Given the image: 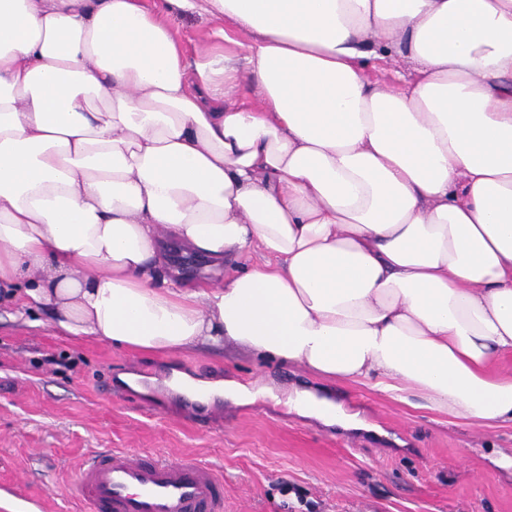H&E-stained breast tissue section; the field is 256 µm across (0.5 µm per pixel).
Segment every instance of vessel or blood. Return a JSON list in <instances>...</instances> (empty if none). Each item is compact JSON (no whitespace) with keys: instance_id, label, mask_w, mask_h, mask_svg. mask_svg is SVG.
<instances>
[{"instance_id":"b4317fda","label":"vessel or blood","mask_w":512,"mask_h":512,"mask_svg":"<svg viewBox=\"0 0 512 512\" xmlns=\"http://www.w3.org/2000/svg\"><path fill=\"white\" fill-rule=\"evenodd\" d=\"M75 492L83 512H224L223 476L195 457L99 453L81 466Z\"/></svg>"}]
</instances>
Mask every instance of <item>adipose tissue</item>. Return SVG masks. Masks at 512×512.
Here are the masks:
<instances>
[{
    "instance_id": "ef3b65f1",
    "label": "adipose tissue",
    "mask_w": 512,
    "mask_h": 512,
    "mask_svg": "<svg viewBox=\"0 0 512 512\" xmlns=\"http://www.w3.org/2000/svg\"><path fill=\"white\" fill-rule=\"evenodd\" d=\"M193 15L217 26L191 55L167 20ZM396 56L411 71L366 79ZM173 250L264 261L158 287ZM2 302L512 422V0H0ZM289 405L364 426L310 391Z\"/></svg>"
}]
</instances>
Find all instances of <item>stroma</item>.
Returning a JSON list of instances; mask_svg holds the SVG:
<instances>
[{"mask_svg":"<svg viewBox=\"0 0 512 512\" xmlns=\"http://www.w3.org/2000/svg\"><path fill=\"white\" fill-rule=\"evenodd\" d=\"M262 383L273 396L203 407L155 396L154 379ZM328 389L376 424L356 433L303 418L289 395ZM113 448L185 455L224 476V512H512V423H470L396 399L372 382L323 378L243 349L160 353L114 348L0 310V512H77L75 469Z\"/></svg>","mask_w":512,"mask_h":512,"instance_id":"stroma-1","label":"stroma"}]
</instances>
